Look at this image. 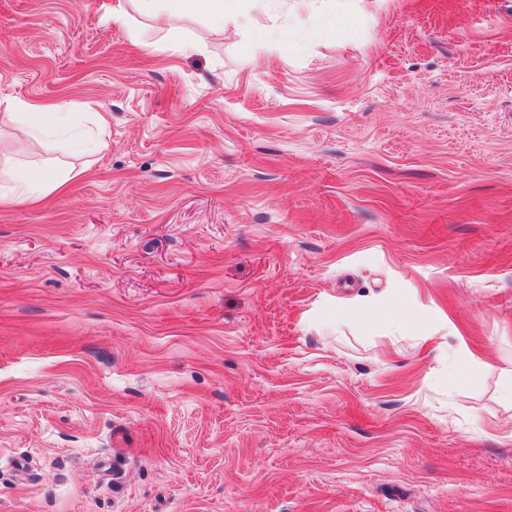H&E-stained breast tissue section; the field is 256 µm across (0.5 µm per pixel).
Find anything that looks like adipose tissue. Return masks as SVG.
<instances>
[{
    "mask_svg": "<svg viewBox=\"0 0 512 512\" xmlns=\"http://www.w3.org/2000/svg\"><path fill=\"white\" fill-rule=\"evenodd\" d=\"M238 3L239 0H133L139 14L156 22L178 15L201 14L218 24L236 11ZM8 107L27 126L36 145H43L50 138L63 135L70 147H83L85 137L80 129V116L68 104L19 100L9 102ZM73 177L72 171L42 166L15 170L5 192L0 193V203L42 202L61 190Z\"/></svg>",
    "mask_w": 512,
    "mask_h": 512,
    "instance_id": "obj_1",
    "label": "adipose tissue"
}]
</instances>
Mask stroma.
I'll return each mask as SVG.
<instances>
[{
  "label": "stroma",
  "mask_w": 512,
  "mask_h": 512,
  "mask_svg": "<svg viewBox=\"0 0 512 512\" xmlns=\"http://www.w3.org/2000/svg\"><path fill=\"white\" fill-rule=\"evenodd\" d=\"M116 2L0 0V512H512V0ZM136 11L153 21L185 14H203L218 25L232 15L241 0H130ZM9 112L21 122L28 130L37 146H42L50 138L57 135H66L67 144L73 149L84 146L85 137L80 129V116L68 104L62 102L37 103L27 101L8 102ZM78 173L72 170H56L42 166H25L11 174V184L0 194V203H39L61 190Z\"/></svg>",
  "instance_id": "obj_1"
}]
</instances>
